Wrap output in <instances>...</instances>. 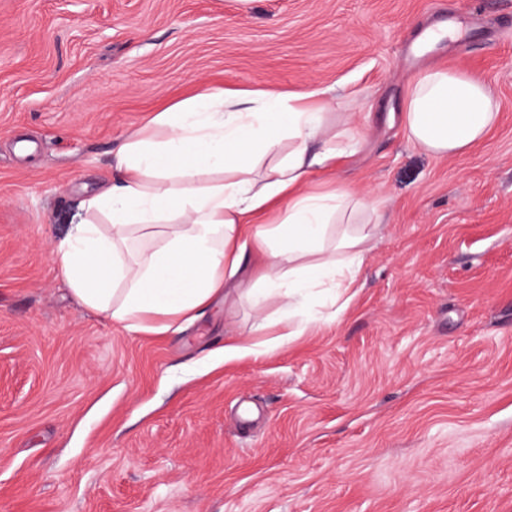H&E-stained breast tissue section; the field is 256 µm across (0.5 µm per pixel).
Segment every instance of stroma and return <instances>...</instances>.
I'll return each instance as SVG.
<instances>
[{
  "label": "stroma",
  "mask_w": 512,
  "mask_h": 512,
  "mask_svg": "<svg viewBox=\"0 0 512 512\" xmlns=\"http://www.w3.org/2000/svg\"><path fill=\"white\" fill-rule=\"evenodd\" d=\"M431 64L499 101L466 154L406 138ZM205 86L326 90L359 140L308 189L381 228L301 335L245 297L133 332L53 260L112 151ZM0 512H512V0H0Z\"/></svg>",
  "instance_id": "1"
}]
</instances>
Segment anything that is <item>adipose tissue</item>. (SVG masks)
I'll use <instances>...</instances> for the list:
<instances>
[{"label": "adipose tissue", "instance_id": "1", "mask_svg": "<svg viewBox=\"0 0 512 512\" xmlns=\"http://www.w3.org/2000/svg\"><path fill=\"white\" fill-rule=\"evenodd\" d=\"M498 119L483 80L435 66L414 76L402 112L407 138L438 156L465 154ZM356 145L333 128L321 91L206 88L119 148L118 178L79 203L54 260L88 309L130 330L165 332L217 298L232 301L227 283L252 247L264 263L247 296L296 317L306 291L347 294L379 228L374 204L345 188L306 190L314 168ZM280 202V222L260 223ZM155 227L159 243L130 254L133 237Z\"/></svg>", "mask_w": 512, "mask_h": 512}]
</instances>
